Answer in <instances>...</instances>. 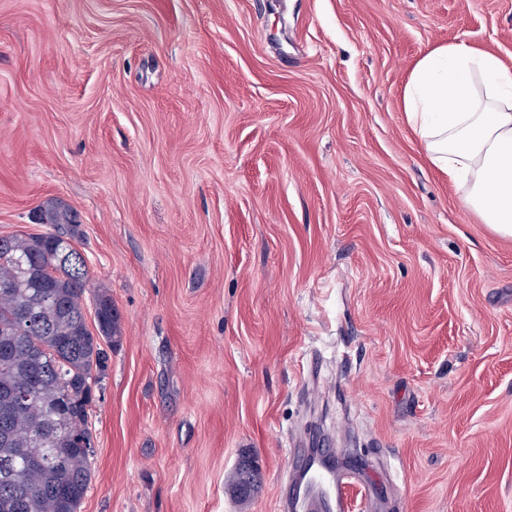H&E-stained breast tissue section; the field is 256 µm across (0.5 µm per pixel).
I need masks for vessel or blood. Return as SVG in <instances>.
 Listing matches in <instances>:
<instances>
[{"instance_id":"vessel-or-blood-1","label":"vessel or blood","mask_w":512,"mask_h":512,"mask_svg":"<svg viewBox=\"0 0 512 512\" xmlns=\"http://www.w3.org/2000/svg\"><path fill=\"white\" fill-rule=\"evenodd\" d=\"M287 512H347L344 482L317 448L288 451Z\"/></svg>"}]
</instances>
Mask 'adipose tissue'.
Wrapping results in <instances>:
<instances>
[{
	"label": "adipose tissue",
	"mask_w": 512,
	"mask_h": 512,
	"mask_svg": "<svg viewBox=\"0 0 512 512\" xmlns=\"http://www.w3.org/2000/svg\"><path fill=\"white\" fill-rule=\"evenodd\" d=\"M403 110L427 159L466 183L483 223L512 237V70L463 43L436 47L410 72Z\"/></svg>",
	"instance_id": "adipose-tissue-1"
}]
</instances>
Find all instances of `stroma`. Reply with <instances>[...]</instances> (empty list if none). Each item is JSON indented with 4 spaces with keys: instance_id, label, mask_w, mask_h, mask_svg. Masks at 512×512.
I'll list each match as a JSON object with an SVG mask.
<instances>
[{
    "instance_id": "obj_1",
    "label": "stroma",
    "mask_w": 512,
    "mask_h": 512,
    "mask_svg": "<svg viewBox=\"0 0 512 512\" xmlns=\"http://www.w3.org/2000/svg\"><path fill=\"white\" fill-rule=\"evenodd\" d=\"M456 42L512 69V0H0V234L70 209L121 320L79 512H281L295 440L512 512V237L401 104Z\"/></svg>"
}]
</instances>
